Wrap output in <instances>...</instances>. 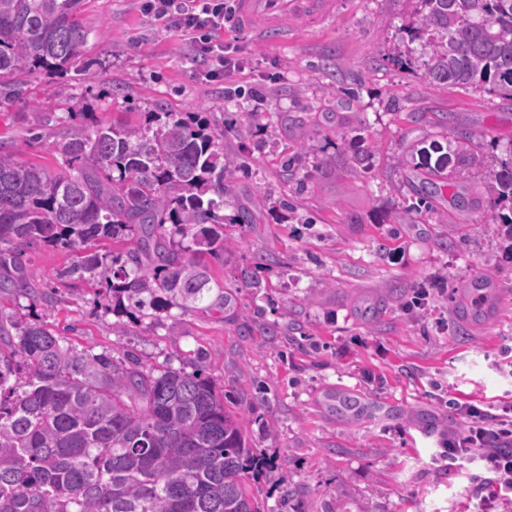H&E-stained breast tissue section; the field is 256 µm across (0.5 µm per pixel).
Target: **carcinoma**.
Returning a JSON list of instances; mask_svg holds the SVG:
<instances>
[{
	"mask_svg": "<svg viewBox=\"0 0 512 512\" xmlns=\"http://www.w3.org/2000/svg\"><path fill=\"white\" fill-rule=\"evenodd\" d=\"M425 81L512 101V0H407ZM80 0H0V98L81 61L89 31ZM36 126L63 128L61 169L22 162L0 141V294L50 302L26 248L73 256L59 276L106 284L122 312L157 316L206 303L213 278L198 261L224 256V193L238 168L224 131L192 112L134 122L68 124L48 103ZM463 132L418 150L423 199L484 164ZM488 190L508 212L492 220L512 241V157ZM110 240L118 253L94 245ZM263 464L243 417L196 366L147 368L128 353L77 350L44 322L0 318V512H261L246 478Z\"/></svg>",
	"mask_w": 512,
	"mask_h": 512,
	"instance_id": "cac0c4a2",
	"label": "carcinoma"
}]
</instances>
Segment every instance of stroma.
Returning <instances> with one entry per match:
<instances>
[{
  "label": "stroma",
  "instance_id": "35a3bbf8",
  "mask_svg": "<svg viewBox=\"0 0 512 512\" xmlns=\"http://www.w3.org/2000/svg\"><path fill=\"white\" fill-rule=\"evenodd\" d=\"M409 18L406 0H332L324 20L289 17L282 44L228 26L221 39L243 70L210 80L207 62L140 0H84L92 75H45L0 101V141L51 171L53 133L31 134L43 101L81 113L84 126L162 110L225 129L242 168L224 212L255 218L225 225L224 256L208 262L227 307L117 314L103 284L61 277L70 253L35 243L27 254L54 303L1 294L0 318L44 321L76 349L128 352L148 367L203 364L276 467L251 483L272 512H468L479 465L431 460L463 430L448 396L512 402V249L486 192L490 167L512 152V102L430 86L422 59L398 64ZM462 129L475 132L485 167L460 175L434 214L413 211L421 176L398 157ZM354 137L370 151L365 165ZM477 283L490 286L494 315L461 321L457 298ZM342 388L400 410L388 421L337 417L326 398Z\"/></svg>",
  "mask_w": 512,
  "mask_h": 512
}]
</instances>
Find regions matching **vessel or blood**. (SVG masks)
<instances>
[{"mask_svg":"<svg viewBox=\"0 0 512 512\" xmlns=\"http://www.w3.org/2000/svg\"><path fill=\"white\" fill-rule=\"evenodd\" d=\"M237 20L246 30L261 32L267 40L282 42L286 37L283 17L286 14L324 18L329 9V0H237ZM360 406L367 407L372 416L389 417L395 412L386 401L372 400L357 394L338 396L336 407L346 412Z\"/></svg>","mask_w":512,"mask_h":512,"instance_id":"1","label":"vessel or blood"}]
</instances>
